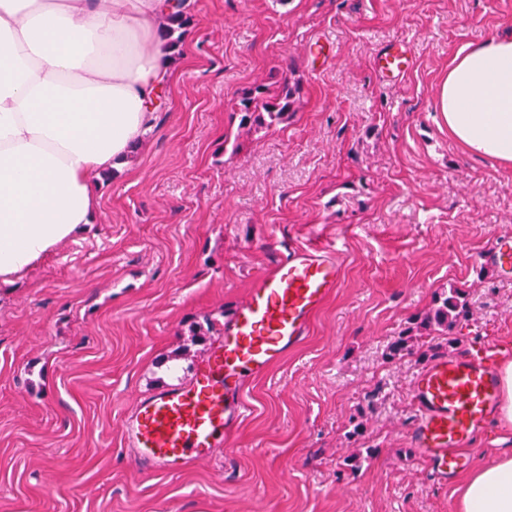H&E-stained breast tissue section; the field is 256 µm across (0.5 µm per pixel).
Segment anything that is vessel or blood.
I'll use <instances>...</instances> for the list:
<instances>
[{
    "label": "vessel or blood",
    "mask_w": 512,
    "mask_h": 512,
    "mask_svg": "<svg viewBox=\"0 0 512 512\" xmlns=\"http://www.w3.org/2000/svg\"><path fill=\"white\" fill-rule=\"evenodd\" d=\"M397 79L414 64L409 43L383 46L374 59ZM484 260L512 277V237H501ZM342 265L327 245L292 249L255 277L224 326V341L189 381L138 397L124 424V442L142 464L170 472L209 458L244 416L241 389L299 347L313 317L341 284ZM494 353L440 356L412 384L416 419L410 429L438 480L461 473L478 455L474 438L494 419L500 397Z\"/></svg>",
    "instance_id": "obj_1"
}]
</instances>
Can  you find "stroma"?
I'll use <instances>...</instances> for the list:
<instances>
[{
  "instance_id": "stroma-1",
  "label": "stroma",
  "mask_w": 512,
  "mask_h": 512,
  "mask_svg": "<svg viewBox=\"0 0 512 512\" xmlns=\"http://www.w3.org/2000/svg\"><path fill=\"white\" fill-rule=\"evenodd\" d=\"M186 4L149 151L95 176L94 223L0 287V512H456L461 478L434 481L409 439L424 362L385 349L464 288L441 353L512 356V280L481 260L512 237V166L467 155L437 109L460 46L512 35V0ZM399 40L415 64L391 81L373 61ZM283 79L294 114L233 151V101ZM315 243L344 272L306 341L246 384L225 448L145 469L123 445L136 399L189 380L251 279Z\"/></svg>"
}]
</instances>
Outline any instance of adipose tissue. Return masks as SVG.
<instances>
[{
    "mask_svg": "<svg viewBox=\"0 0 512 512\" xmlns=\"http://www.w3.org/2000/svg\"><path fill=\"white\" fill-rule=\"evenodd\" d=\"M169 0H0V283L93 223L94 174L149 147L171 74ZM448 135L512 165V36L461 46L439 88ZM458 512H512V454L469 472Z\"/></svg>",
    "mask_w": 512,
    "mask_h": 512,
    "instance_id": "adipose-tissue-1",
    "label": "adipose tissue"
}]
</instances>
